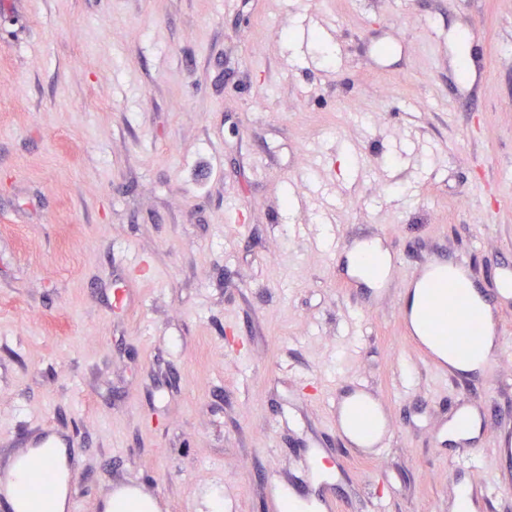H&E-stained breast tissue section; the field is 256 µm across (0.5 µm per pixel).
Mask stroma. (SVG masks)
Listing matches in <instances>:
<instances>
[{"instance_id": "1", "label": "stroma", "mask_w": 512, "mask_h": 512, "mask_svg": "<svg viewBox=\"0 0 512 512\" xmlns=\"http://www.w3.org/2000/svg\"><path fill=\"white\" fill-rule=\"evenodd\" d=\"M361 232L401 261L384 293L347 277ZM437 249L487 289L512 251V0H0V449L75 433L78 512L142 471L168 512H266L314 443L337 512L493 484L512 298L467 454L400 320ZM347 381L396 425L379 459L341 449Z\"/></svg>"}]
</instances>
